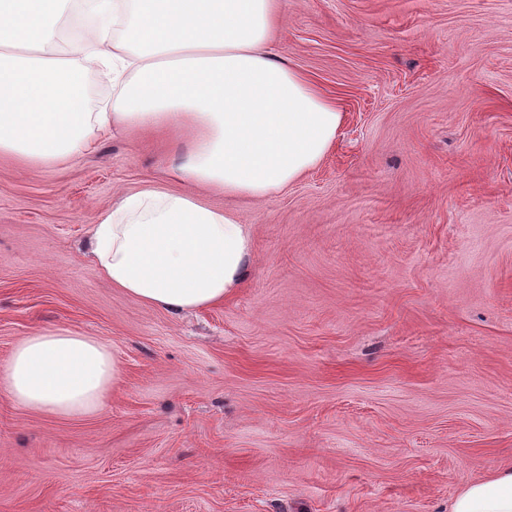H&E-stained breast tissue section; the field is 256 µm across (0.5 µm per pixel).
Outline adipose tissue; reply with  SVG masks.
<instances>
[{
	"label": "adipose tissue",
	"mask_w": 512,
	"mask_h": 512,
	"mask_svg": "<svg viewBox=\"0 0 512 512\" xmlns=\"http://www.w3.org/2000/svg\"><path fill=\"white\" fill-rule=\"evenodd\" d=\"M89 22L71 43L76 9ZM280 0H0V158L46 170L93 155L115 132L169 140L162 163L181 190L121 193L85 243L95 272L173 315L223 303L253 260L250 225L207 203L268 198L316 168L345 114L268 51ZM105 71L111 109L93 110L85 72ZM121 378L95 337L63 327L26 337L0 388L28 409L96 413ZM450 512H512V463L469 483Z\"/></svg>",
	"instance_id": "1"
}]
</instances>
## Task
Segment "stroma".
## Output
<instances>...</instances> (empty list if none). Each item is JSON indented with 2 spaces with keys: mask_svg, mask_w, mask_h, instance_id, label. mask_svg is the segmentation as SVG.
<instances>
[{
  "mask_svg": "<svg viewBox=\"0 0 512 512\" xmlns=\"http://www.w3.org/2000/svg\"><path fill=\"white\" fill-rule=\"evenodd\" d=\"M273 51L345 120L263 200L224 303L172 316L83 249L160 138L45 171L0 159V368L26 336L122 377L61 418L0 390V512H448L512 461V0H281Z\"/></svg>",
  "mask_w": 512,
  "mask_h": 512,
  "instance_id": "obj_1",
  "label": "stroma"
}]
</instances>
